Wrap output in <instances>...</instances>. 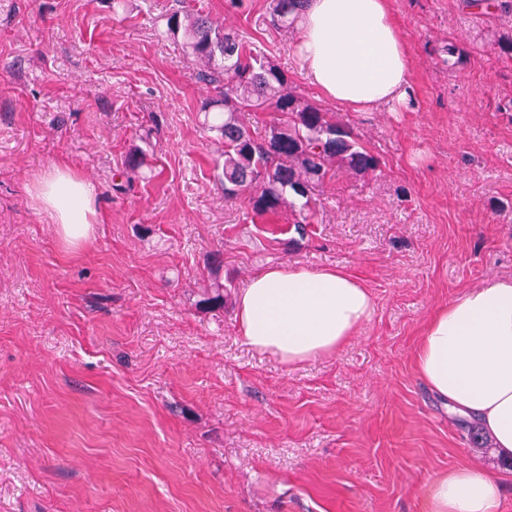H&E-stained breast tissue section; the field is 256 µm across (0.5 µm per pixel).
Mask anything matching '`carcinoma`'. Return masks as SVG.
I'll return each mask as SVG.
<instances>
[{
	"label": "carcinoma",
	"instance_id": "carcinoma-1",
	"mask_svg": "<svg viewBox=\"0 0 512 512\" xmlns=\"http://www.w3.org/2000/svg\"><path fill=\"white\" fill-rule=\"evenodd\" d=\"M308 0H269L263 23L292 32ZM172 35L182 34L185 55L202 66V79L214 85L206 102V124L224 143V196L243 198L259 215L286 209L296 232L314 223L324 184L339 173L365 176L379 168V158L360 145L318 104L288 87V77L255 52L235 29L208 14L173 11ZM248 112L270 115L265 135H252ZM202 303L224 308V285L205 289Z\"/></svg>",
	"mask_w": 512,
	"mask_h": 512
}]
</instances>
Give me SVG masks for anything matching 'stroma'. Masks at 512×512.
<instances>
[{
  "label": "stroma",
  "mask_w": 512,
  "mask_h": 512,
  "mask_svg": "<svg viewBox=\"0 0 512 512\" xmlns=\"http://www.w3.org/2000/svg\"><path fill=\"white\" fill-rule=\"evenodd\" d=\"M182 5L323 103L267 0H0V512H426L472 460L512 512V468L414 367L435 309L512 279V11L391 0L410 103H324L380 170L327 183L299 237L225 199L215 91L166 27ZM137 149L149 178L122 175ZM58 163L100 209L76 250L30 195ZM267 266L347 268L375 313L329 358L256 352L235 302ZM216 282L223 309L200 307Z\"/></svg>",
  "instance_id": "stroma-1"
}]
</instances>
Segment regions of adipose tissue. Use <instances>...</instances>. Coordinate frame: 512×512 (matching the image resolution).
<instances>
[{"label":"adipose tissue","mask_w":512,"mask_h":512,"mask_svg":"<svg viewBox=\"0 0 512 512\" xmlns=\"http://www.w3.org/2000/svg\"><path fill=\"white\" fill-rule=\"evenodd\" d=\"M295 55L306 80L337 107L402 112L411 93L408 45L390 0H308ZM30 194L66 247L90 240L100 220L94 187L58 164ZM370 288L344 268L273 266L238 294L246 344L288 364L336 354L374 314ZM421 380L451 411L476 417L500 453L512 454V281L473 288L429 318L415 355ZM427 512H497L498 479L479 462L450 470L426 490Z\"/></svg>","instance_id":"1"}]
</instances>
